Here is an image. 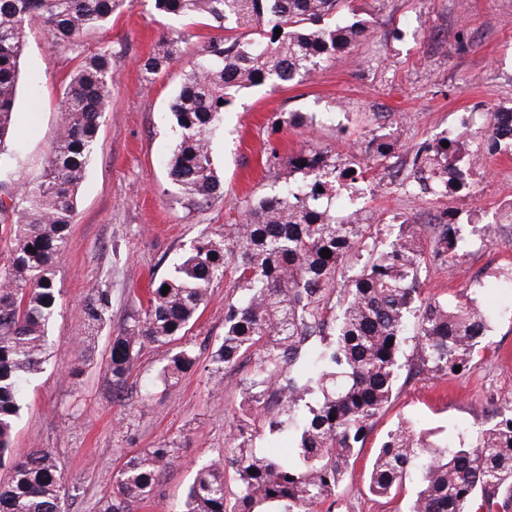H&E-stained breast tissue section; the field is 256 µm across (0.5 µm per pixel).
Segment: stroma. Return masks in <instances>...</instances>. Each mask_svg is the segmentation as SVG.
Segmentation results:
<instances>
[{
	"instance_id": "35a3bbf8",
	"label": "stroma",
	"mask_w": 512,
	"mask_h": 512,
	"mask_svg": "<svg viewBox=\"0 0 512 512\" xmlns=\"http://www.w3.org/2000/svg\"><path fill=\"white\" fill-rule=\"evenodd\" d=\"M367 32L354 48L326 59L310 76L277 89L240 91L214 138V159L224 196L204 209L190 206L167 176L173 116L170 102L197 50L214 29L177 22L180 53L152 86L138 63L170 36L153 0H135L104 29L88 33L84 46H106L116 80L112 108L86 170L76 219L54 272L60 293L50 326L49 359L26 385L13 434L14 456L34 448L55 455L66 486L61 512H94L109 491L108 478L131 456L162 442L174 445L171 464L154 499L134 512H178L200 465L228 449L236 425L249 358L210 372L224 337V304L237 296L227 281L212 285L197 323L185 336L196 366L175 385L156 380L170 355L166 346H142L124 390L107 372L109 339L145 300L151 278L161 276L200 234L220 240L224 227L241 221L242 205L274 195L288 158L319 150L342 163L368 157L370 140L392 133L395 156L372 162L362 182L364 217L378 246L392 241V216L413 224L437 223L457 213L460 229L512 199V153L488 146L483 124H465L471 112L512 108V0H354ZM76 65L52 50L40 27L28 28L18 80L11 162L13 182L39 177L59 127L62 83ZM290 112L308 113L290 127ZM453 130L484 169L463 191L416 198L406 193L420 143ZM446 265L428 263L420 273L422 297L451 301L480 289L491 330L470 367L435 379L399 376L388 407L377 417L334 512H407L417 486L407 482L395 499L370 495L368 467L397 422L409 419L439 429L449 441L512 408V224L492 238L467 234ZM106 284L111 320L93 353L81 341V309L92 288ZM79 377H72V370Z\"/></svg>"
}]
</instances>
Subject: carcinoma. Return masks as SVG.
Instances as JSON below:
<instances>
[{"label": "carcinoma", "mask_w": 512, "mask_h": 512, "mask_svg": "<svg viewBox=\"0 0 512 512\" xmlns=\"http://www.w3.org/2000/svg\"><path fill=\"white\" fill-rule=\"evenodd\" d=\"M132 0H0V167L13 158L18 70L26 29L38 21L52 48L74 52L88 32L103 29L112 13ZM349 0H154L161 18L203 20L216 30L255 20L246 37L219 36L197 53L170 109L175 137L166 168L171 182L195 207L221 193L213 138L224 110L242 90L289 83L321 62L350 51L366 32L360 20L331 19ZM281 35H275V29ZM180 52V41L146 58L151 84ZM112 55H82L64 80L62 128L41 177L13 184L0 178V231L9 263L0 267V458L10 449L23 381L46 361L49 323L57 307L53 267L74 223L77 195L111 107ZM455 143H426L414 153L411 193L448 194L459 172ZM353 180V166L336 170L326 155L303 150L288 159L279 191L250 204L240 224L224 225V241L201 234L148 289L146 305L112 336V386L127 382L146 343L183 339L226 277L240 297L224 306V338L211 361L220 370L253 356L243 381L239 420L229 455L201 464L181 512H333L336 490L347 479L355 448L390 402L398 374L444 378L466 370L489 330V319L469 297L454 305L418 302L425 260L424 234L433 261L442 265L464 245L443 218L429 227L399 225L386 250L363 257L369 224L336 212V173ZM34 248L35 252L28 251ZM331 251L328 259L322 249ZM350 266L348 287L336 273ZM169 286L162 294L163 286ZM108 290L95 288L82 309L84 352L95 350L110 320ZM417 319L414 352L401 362L409 318ZM194 350L183 346L157 373L169 385L191 370ZM173 446L164 442L127 460L112 474L110 491L95 512H133L151 500ZM0 485V512H60L66 493L53 454L38 448L12 462ZM238 476L227 502L224 471ZM414 476L418 491L408 512H512V414L456 442L433 439L412 423L390 431L369 470L375 497L397 494Z\"/></svg>", "instance_id": "cac0c4a2"}]
</instances>
